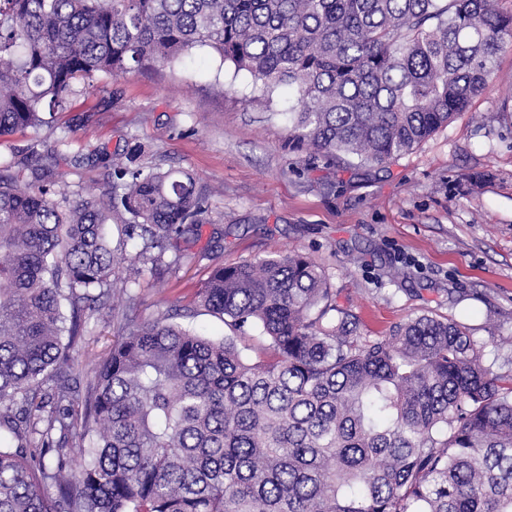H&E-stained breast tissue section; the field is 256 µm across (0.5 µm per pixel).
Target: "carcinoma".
<instances>
[{
	"instance_id": "carcinoma-1",
	"label": "carcinoma",
	"mask_w": 512,
	"mask_h": 512,
	"mask_svg": "<svg viewBox=\"0 0 512 512\" xmlns=\"http://www.w3.org/2000/svg\"><path fill=\"white\" fill-rule=\"evenodd\" d=\"M511 39L496 0H0V137L48 124L77 80L209 48L258 99L293 91L292 145L380 165L485 91ZM69 145L0 160V512H512V374L458 321L360 335L304 254L212 271L184 312L219 316V341L121 314L74 415L50 382L113 292L107 225L163 252L209 208L135 144L64 210Z\"/></svg>"
}]
</instances>
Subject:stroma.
Instances as JSON below:
<instances>
[{"label": "stroma", "instance_id": "obj_1", "mask_svg": "<svg viewBox=\"0 0 512 512\" xmlns=\"http://www.w3.org/2000/svg\"><path fill=\"white\" fill-rule=\"evenodd\" d=\"M252 83L208 50L173 68H139L77 83L54 126L0 138V158L50 149L70 127L69 158L57 186L67 200L106 189L94 149L122 152L139 142L144 160L192 173L208 198L209 222L179 248L123 245L127 260L114 288L129 314L179 317L209 273L274 253H302L321 269L362 335H391L428 314L464 323L484 346L487 365L512 370V42L495 58L486 91L413 151L380 166L328 159L288 144L287 89L273 103L251 104ZM157 259L155 275H137V253ZM183 327L214 340L228 330L201 312ZM117 334L110 308L94 314L71 350L62 379L76 399L87 372Z\"/></svg>", "mask_w": 512, "mask_h": 512}]
</instances>
